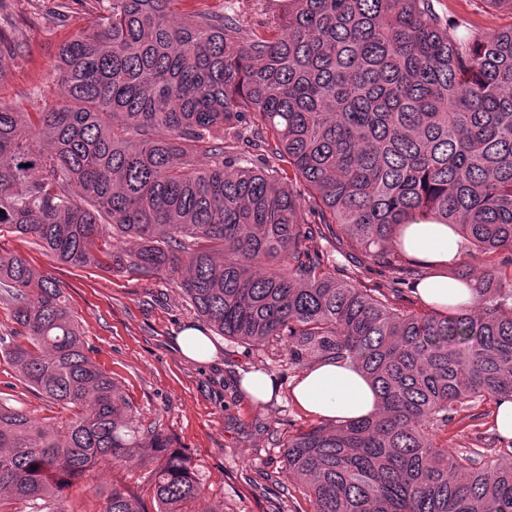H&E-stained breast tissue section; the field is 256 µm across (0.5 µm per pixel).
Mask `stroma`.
I'll return each mask as SVG.
<instances>
[{
    "instance_id": "1",
    "label": "stroma",
    "mask_w": 512,
    "mask_h": 512,
    "mask_svg": "<svg viewBox=\"0 0 512 512\" xmlns=\"http://www.w3.org/2000/svg\"><path fill=\"white\" fill-rule=\"evenodd\" d=\"M437 12L480 35L512 27V14L481 0H436ZM206 9L237 14L259 27L281 12V0H174L175 20ZM96 0H0V38L16 47L9 73L0 79V102L19 112H45L62 103L55 63L60 46L85 28ZM29 259L64 292L90 359L124 389L143 429H159L174 450L187 455L204 490L206 512H311L300 480L282 458V442L315 424L292 399L300 375L288 362V347L251 346L213 336L215 359L184 357L175 338L205 324L172 280L160 275H113L99 266L76 267L46 255L34 238L0 229V253ZM263 370L281 384L279 397L256 402L239 388L242 372ZM0 403L26 412L45 429L61 425L70 408L49 402L19 380L0 358ZM492 417L480 427L451 424L436 441L450 453L473 444L496 457L503 441L494 437ZM150 449L127 465L97 464L62 498L17 501L14 512H101L113 488L151 502Z\"/></svg>"
}]
</instances>
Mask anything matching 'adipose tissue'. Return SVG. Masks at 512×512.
Returning <instances> with one entry per match:
<instances>
[{
  "label": "adipose tissue",
  "mask_w": 512,
  "mask_h": 512,
  "mask_svg": "<svg viewBox=\"0 0 512 512\" xmlns=\"http://www.w3.org/2000/svg\"><path fill=\"white\" fill-rule=\"evenodd\" d=\"M408 255L437 267L438 272L417 286L427 303L445 307L469 301L468 286L449 281V261L461 260L460 240L444 224H411L400 240ZM294 402L313 416L325 420H357L375 415L376 392L364 373L351 364L322 363L298 378L292 390Z\"/></svg>",
  "instance_id": "1"
}]
</instances>
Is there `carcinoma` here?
Segmentation results:
<instances>
[{
    "instance_id": "cac0c4a2",
    "label": "carcinoma",
    "mask_w": 512,
    "mask_h": 512,
    "mask_svg": "<svg viewBox=\"0 0 512 512\" xmlns=\"http://www.w3.org/2000/svg\"><path fill=\"white\" fill-rule=\"evenodd\" d=\"M101 2L59 49L63 104L33 124L0 103V227L73 266L172 277L213 332L286 342L294 367L357 365L377 414L282 444L313 512H512V449L483 463L434 442L459 412L512 397V28L465 33L434 0H284L259 30L207 11L173 22L172 0ZM419 222L483 261L453 273L476 283L472 304H397L410 272L393 242ZM107 232L128 247L104 261ZM318 236L365 254L388 288L336 273ZM0 301L20 327L8 361L74 409L50 433L0 405V512L142 448L155 512L204 497L89 358L57 284L0 254ZM103 512L146 510L114 488Z\"/></svg>"
}]
</instances>
